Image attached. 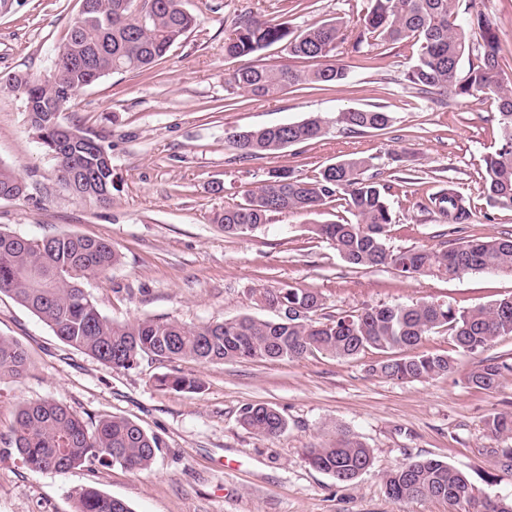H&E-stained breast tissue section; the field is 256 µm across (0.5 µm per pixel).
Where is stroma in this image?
Segmentation results:
<instances>
[{"mask_svg": "<svg viewBox=\"0 0 512 512\" xmlns=\"http://www.w3.org/2000/svg\"><path fill=\"white\" fill-rule=\"evenodd\" d=\"M198 23L151 68L111 74L77 91L60 120L100 135L112 156V200H82L62 184L56 160L31 129L20 90L0 87V165L25 183L24 196L0 200V229L28 238L67 233L102 238L121 262L86 285L98 309L117 322L143 318L212 323L242 315L267 317L251 289L288 283L322 293L330 316L365 306L445 300L471 309L512 295V274L486 271L448 280L407 278L390 267L349 268L335 249L313 238L316 224L340 220L342 208L283 213L247 238L224 235L214 223L242 202L269 171L302 177L355 153L373 160L390 187L396 249L445 247L478 237L512 235V211L481 196L483 157L499 143L493 101L450 98L448 107L419 98L405 79L413 51L404 44L340 57L350 78L317 89H284L269 97L239 94L226 74L250 65L229 58L224 40L242 16L287 24L292 31L330 17L358 21L367 0H184ZM81 10V0H13L0 12V80L46 77ZM376 106L393 116L384 131L348 133L331 127L322 139L263 157L242 158L226 132L332 120L350 107ZM471 196L479 223L458 232L429 207L448 184ZM0 336L23 344L28 372L0 381V434L18 408L49 400L86 422L119 414L159 434L151 468L78 467L37 471L16 458L0 460V512H75V493L93 486L132 512H460L447 502L389 498L384 474L434 458L462 471L473 495L512 498V473L493 449L512 437L488 433L485 422L512 412V374L492 392L464 376L479 355L456 352L451 336H426L423 348L454 354L455 373L401 382L373 376L381 360L370 349L352 360L313 353L298 362L199 364L143 357L114 369L63 344L37 316L0 293ZM200 379L196 393L158 387L156 376ZM267 404L288 420L265 438L239 422L247 404ZM346 431L371 450V467L342 484L314 469L307 448Z\"/></svg>", "mask_w": 512, "mask_h": 512, "instance_id": "obj_1", "label": "stroma"}]
</instances>
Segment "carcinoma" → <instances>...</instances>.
<instances>
[{
	"mask_svg": "<svg viewBox=\"0 0 512 512\" xmlns=\"http://www.w3.org/2000/svg\"><path fill=\"white\" fill-rule=\"evenodd\" d=\"M136 0H92V8L69 29L55 58L52 85L46 79L10 76L7 85L25 100H61L52 120H58L72 95L106 76L143 69L163 58L171 46L196 25V17L182 0H144L148 8L131 10ZM361 29L334 18L293 33L284 23L255 16L241 18L224 42L230 57H250L285 42L288 54L326 60L315 70L272 68L253 64L228 74L225 82L252 96H272L286 87L341 84L349 71L336 57L351 46L383 48L406 43L416 48L414 62L405 73L416 93L497 104L498 148L483 158L480 194L493 207L512 209V80L500 66L501 42L495 24L482 10L481 0H468L459 14L460 0H367ZM393 122L391 113L378 107L353 108L332 121L320 117L227 134L238 155L274 154L293 145L325 136L334 123L349 132L383 131ZM69 131L79 149L55 157L60 181L76 196L98 200L89 188L69 181L70 171L84 166L85 154L104 151L101 137L73 126ZM371 159L347 156L301 178L282 169L244 201L227 206L214 222L224 234L245 237L268 223L273 213L313 212L336 201L344 202L349 217L316 224L312 233L329 243L352 269L390 266L407 277L448 279L486 270L512 272V236L464 240L448 248L421 246L395 250L389 245L393 211L386 187L367 175ZM24 183L0 167V192L18 198ZM430 209L441 223L471 224V197L455 186L429 198ZM120 261L112 243L70 234L30 239L0 230V293L10 294L40 318L57 338L115 369L129 370L140 357L189 359L201 364L248 360L295 361L317 351L349 360L367 349L389 354L369 368L379 377L399 381L444 378L455 370L448 354L422 349L423 339L439 330L448 332L460 353L481 352L500 336H512V295L488 306L459 309L442 301L365 307L357 314L344 312L325 322L314 319L324 305L321 293L288 284L252 289L255 303L275 313L272 319L241 316L202 325L171 320L138 319L114 322L103 315L84 284L103 275ZM401 350L400 356L390 352ZM30 368L26 348L0 336V379L18 378ZM512 372V365L485 358L466 377L479 390L496 389ZM156 384L177 392H197L200 383L184 375L162 374ZM241 424L254 433L274 438L285 432L287 420L277 409L247 404ZM492 435L512 434V414L498 413L485 422ZM162 439L134 421L110 415L93 424L69 408L47 400L24 403L9 436H0V459L18 457L31 469L65 473L83 465H115L131 471L147 470ZM311 466L339 483L355 480L372 465L370 449L348 432L309 449ZM386 493L396 500L422 497L469 505L470 512H512V500L474 499L466 475L438 459L402 464L384 476ZM76 512H131L121 499L93 486L76 492Z\"/></svg>",
	"mask_w": 512,
	"mask_h": 512,
	"instance_id": "obj_1",
	"label": "carcinoma"
}]
</instances>
